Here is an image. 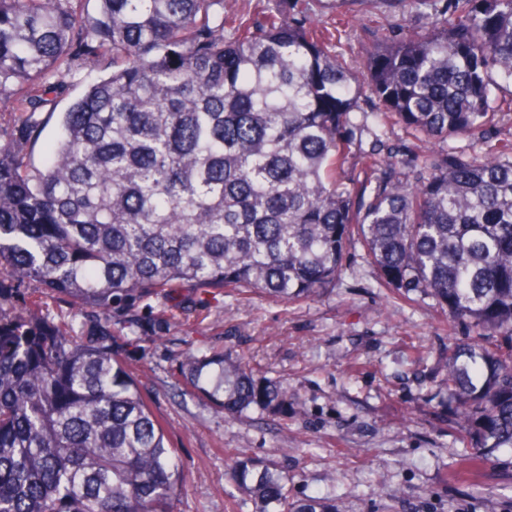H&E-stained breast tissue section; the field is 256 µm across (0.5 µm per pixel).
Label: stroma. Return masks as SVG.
Listing matches in <instances>:
<instances>
[{"label": "stroma", "mask_w": 512, "mask_h": 512, "mask_svg": "<svg viewBox=\"0 0 512 512\" xmlns=\"http://www.w3.org/2000/svg\"><path fill=\"white\" fill-rule=\"evenodd\" d=\"M428 27L410 7L363 5L336 52L365 77L367 49ZM99 76L83 64L68 98L38 113L43 128L27 152L42 165L57 114ZM384 153L364 142L346 170L392 152L410 171L419 152L404 124L390 118ZM26 308L71 321L69 297L33 282L15 289L4 313ZM116 352L162 424L184 471L172 512H254L230 477L233 460L278 461L295 498L318 496L334 512H512V470L461 466L469 445L449 418L444 388L448 345L464 339L429 294L387 287L360 240L347 247L343 272L315 298L279 301L244 288H164L115 309ZM224 353L288 385L277 416L224 415L185 383L183 355Z\"/></svg>", "instance_id": "1"}]
</instances>
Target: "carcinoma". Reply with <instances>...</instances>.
<instances>
[{"mask_svg": "<svg viewBox=\"0 0 512 512\" xmlns=\"http://www.w3.org/2000/svg\"><path fill=\"white\" fill-rule=\"evenodd\" d=\"M341 38L224 0H0V100L21 116L0 127V301L35 281L89 322L74 336L0 313V512H170L181 467L112 352L116 304L180 285L314 297L356 235L386 284L427 292L472 332L445 378L465 468H512V154L477 151L512 85V0H447L425 32L367 52L366 83ZM79 60L110 72L59 113L35 167V115L69 94ZM370 115L469 151H427L412 176L390 159L349 174ZM180 369L229 417L288 406L287 385L222 353ZM231 475L256 512H331L294 498L273 462Z\"/></svg>", "mask_w": 512, "mask_h": 512, "instance_id": "cac0c4a2", "label": "carcinoma"}]
</instances>
